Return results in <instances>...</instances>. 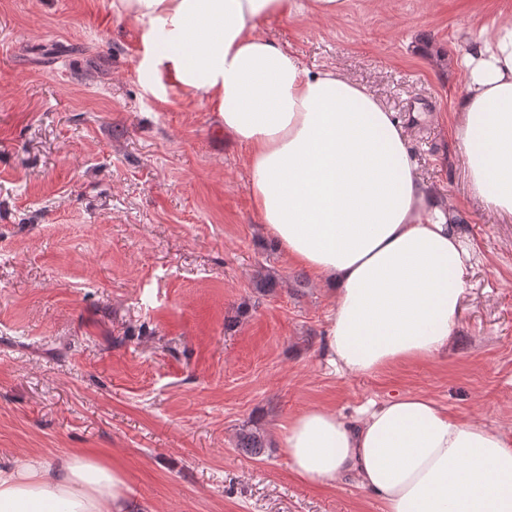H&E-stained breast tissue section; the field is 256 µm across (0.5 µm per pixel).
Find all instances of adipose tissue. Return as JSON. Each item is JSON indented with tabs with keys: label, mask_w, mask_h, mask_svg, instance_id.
<instances>
[{
	"label": "adipose tissue",
	"mask_w": 512,
	"mask_h": 512,
	"mask_svg": "<svg viewBox=\"0 0 512 512\" xmlns=\"http://www.w3.org/2000/svg\"><path fill=\"white\" fill-rule=\"evenodd\" d=\"M144 27L138 70L216 106L246 150L248 190L267 235L332 289L326 363L368 376L446 351L469 251L417 172L404 131L341 70L312 71L260 36L265 17L338 14L344 0H120ZM455 136L474 196L512 214V17L482 27L463 60ZM281 446L295 472L348 476L386 512H512V439L421 395L356 416L292 417ZM123 474L89 453L0 461V512H130Z\"/></svg>",
	"instance_id": "ef3b65f1"
}]
</instances>
